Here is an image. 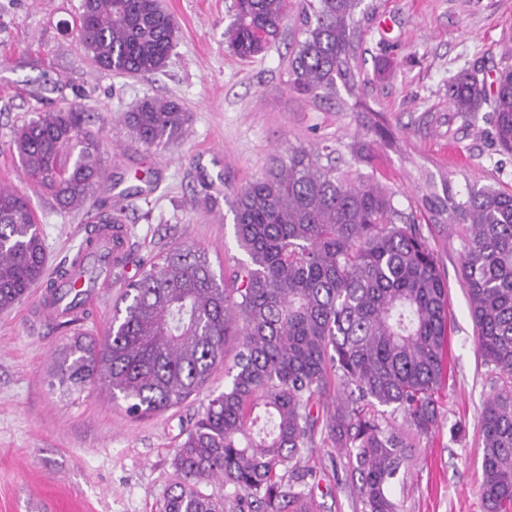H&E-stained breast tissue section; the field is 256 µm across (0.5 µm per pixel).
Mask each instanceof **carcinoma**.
Segmentation results:
<instances>
[{
	"mask_svg": "<svg viewBox=\"0 0 512 512\" xmlns=\"http://www.w3.org/2000/svg\"><path fill=\"white\" fill-rule=\"evenodd\" d=\"M290 0H235L224 41L243 59L275 40ZM304 39L290 59L300 93L334 102L358 88L356 51L377 0H301ZM91 61L115 74L148 76L167 63L178 25L161 0H83L75 24ZM492 109L495 136L512 154V65L488 82L464 71L448 83V107L476 118ZM93 113L73 103L12 132L14 155L61 212L88 207L105 178ZM191 116L169 98L126 114L147 148L183 136ZM328 145L288 146L236 193L235 237L246 260L230 288L207 253L174 245L141 264L123 289L107 336L75 339L59 369L76 387L100 383L133 417L176 407L206 386L240 337L224 392L181 433L174 481L161 512H321L316 471L302 451L324 434L347 458L360 512H403L394 486L415 439L438 423L435 396L447 374L448 283L411 210L370 181L338 175ZM422 207L461 242L460 278L476 349L502 387L479 416L486 512H512V191L472 186L427 196ZM46 247L26 196L0 186V312L44 281ZM70 312L81 288L47 284ZM336 375L347 397L324 402ZM400 415L406 430L393 425ZM219 480L232 492L207 494Z\"/></svg>",
	"mask_w": 512,
	"mask_h": 512,
	"instance_id": "1",
	"label": "carcinoma"
}]
</instances>
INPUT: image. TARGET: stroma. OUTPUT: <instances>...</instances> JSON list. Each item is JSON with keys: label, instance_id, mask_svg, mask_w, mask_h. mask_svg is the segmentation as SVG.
<instances>
[{"label": "stroma", "instance_id": "obj_1", "mask_svg": "<svg viewBox=\"0 0 512 512\" xmlns=\"http://www.w3.org/2000/svg\"><path fill=\"white\" fill-rule=\"evenodd\" d=\"M178 38L166 68L139 77L98 68L76 39L82 0H0V185L26 194L57 271L84 244L85 210L58 212L23 175L11 150L14 125L67 103L95 109L107 178L98 209H125L128 250L102 289L82 333L106 335L123 286L142 262L176 243L208 253L217 278L232 285L244 255L230 202L291 144L336 149L338 172L391 189L400 208L443 184L466 191H512V154L502 151L488 112L471 119L448 107L449 81L468 70L492 79L512 62V0H381L365 25L360 92L326 103L289 86V61L302 38L290 9L276 42L244 60L224 43L234 0H162ZM173 98L190 113L185 135L161 148L128 136L123 117L144 97ZM359 147L353 158L351 147ZM448 281L452 374L438 396V424L415 442L402 496L404 512H486L480 496L478 415L496 374L481 364L460 242L420 217ZM29 300L0 313V512H159L182 429L208 393L224 389L216 370L207 393L135 419L99 384H60V354L73 333L30 321ZM344 455L316 444L311 466L324 512H359Z\"/></svg>", "mask_w": 512, "mask_h": 512}]
</instances>
